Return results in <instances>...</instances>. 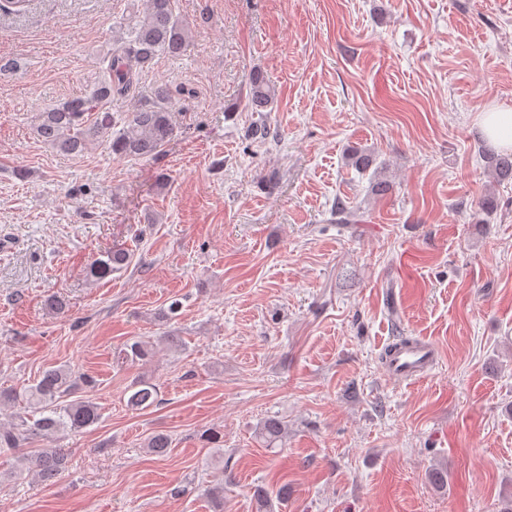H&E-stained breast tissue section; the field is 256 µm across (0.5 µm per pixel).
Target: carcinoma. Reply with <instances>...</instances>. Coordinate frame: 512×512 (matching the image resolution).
Wrapping results in <instances>:
<instances>
[{
    "mask_svg": "<svg viewBox=\"0 0 512 512\" xmlns=\"http://www.w3.org/2000/svg\"><path fill=\"white\" fill-rule=\"evenodd\" d=\"M192 27L174 15L172 0H146L141 18L126 27L123 35L112 40L111 47L99 57L106 78L91 92L73 97L58 107L42 112L38 117L37 132L53 148L80 154L98 141L109 143L112 153L121 157L150 159L175 136L177 127L171 111L177 103L169 86L157 85L151 93H138L140 74L151 66L156 57L183 54L189 43ZM274 90L266 74L259 68L251 73L250 90L246 103L251 112H264L273 103ZM119 107L112 108V103ZM252 140L264 143L276 137L266 120L260 118L249 129ZM488 169L499 181H512V154L487 152ZM131 253L115 249L96 259L90 275L102 280L128 268ZM153 355L152 345L134 341L126 345L124 356L130 361H146ZM94 386L91 379L73 375L70 368L60 366L44 371L35 384L24 389L27 412L16 418L7 428H0V447L20 449L40 437L52 439L69 430L83 431L100 420L98 406L89 398L77 396L80 384ZM161 403L159 386L141 380L131 387L127 407L144 410ZM288 426L276 416L264 419L258 428L259 437L268 445L284 438ZM172 447V438L157 433L149 438L147 448L157 456H164ZM41 478L52 481L68 469L67 454L60 448H44L31 460ZM257 497L265 504L272 499L288 500V484L261 486ZM216 512H224V471L216 476V485L206 489Z\"/></svg>",
    "mask_w": 512,
    "mask_h": 512,
    "instance_id": "cac0c4a2",
    "label": "carcinoma"
}]
</instances>
